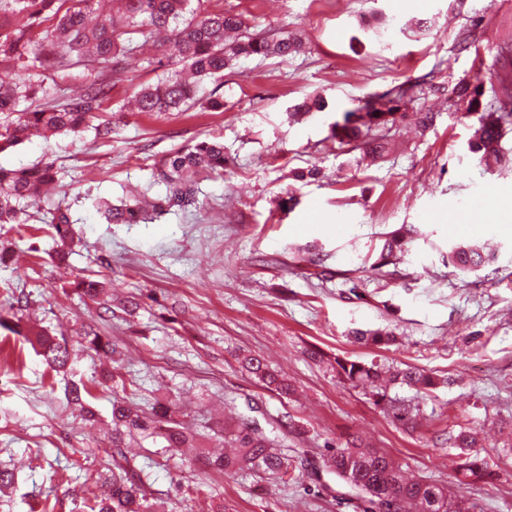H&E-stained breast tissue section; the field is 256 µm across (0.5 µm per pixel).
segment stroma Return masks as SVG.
Here are the masks:
<instances>
[{"mask_svg":"<svg viewBox=\"0 0 512 512\" xmlns=\"http://www.w3.org/2000/svg\"><path fill=\"white\" fill-rule=\"evenodd\" d=\"M258 33L300 37L299 53L242 58L205 80L187 112H132L140 88L174 62L160 51L133 55L112 75L104 116L112 139L92 126L32 138L0 154V165L55 162L62 175L45 208L68 206L72 254L54 260L52 231L35 214L0 235V316H21L53 334L94 325L114 349L111 389L94 386L98 359L76 351L67 372L49 368L21 336L0 328V468L15 483L0 490V512H91L112 478L105 433L113 401L150 410L171 398L202 451L217 446L224 418L253 407L266 432L301 448L309 463L285 482L259 473L233 479L198 460L136 437L132 466L157 512H362L361 500L322 466L327 444L358 435L430 483L455 480L457 451L443 434L476 431L480 457L501 480L459 488L470 512H512V130L505 160L487 166L469 152L470 82L481 104L500 94L497 46L512 45V0H208ZM220 96L224 109L204 105ZM400 98L397 114L365 127L382 152L332 134L344 112ZM220 136L223 176L201 179L196 209L147 224H109L99 197L135 201L164 194L156 168L172 152ZM466 224L453 235L448 210ZM404 233L394 273L377 271L384 240ZM493 243L494 257L467 274L448 263L456 240ZM322 258L310 263L311 253ZM103 276L92 299L72 284ZM28 305L10 309L13 296ZM136 310H129V302ZM389 328L388 347L353 342V330ZM326 360L309 358V350ZM261 356L294 392L267 390L242 369ZM426 369L445 383L423 394L389 390L411 422L385 414L371 395L340 383L328 361ZM90 385L88 421L68 406L67 380ZM304 436H292L293 426Z\"/></svg>","mask_w":512,"mask_h":512,"instance_id":"1","label":"stroma"}]
</instances>
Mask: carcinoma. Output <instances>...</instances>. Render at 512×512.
<instances>
[{"label":"carcinoma","mask_w":512,"mask_h":512,"mask_svg":"<svg viewBox=\"0 0 512 512\" xmlns=\"http://www.w3.org/2000/svg\"><path fill=\"white\" fill-rule=\"evenodd\" d=\"M96 0H0V67L16 71L14 82L0 84V153L24 143L31 131H42L43 137L78 133L86 121L112 95L109 72L112 64L135 55L156 32L167 33L161 44L181 69L164 77L154 86L141 88L136 96L140 112H185L198 102V82L223 76L234 61L253 55L277 56L282 59L297 51L300 43L289 35L268 39L244 35L234 41L227 33L243 27L241 19L222 10L201 8L206 0H115L119 7L104 17L92 18ZM51 25L37 42L32 31L45 22ZM80 70L84 79L83 93L67 104L50 97L49 81L53 76L73 75ZM43 102L36 103L37 96ZM476 118L470 149L481 156H499L503 127L512 124V110L490 107L488 112H469ZM224 143L214 137L187 149L172 152L157 169L156 183L165 186L163 197L155 200L152 210L161 215L174 207L184 209L196 203L192 177L224 173ZM59 172L53 164L8 169L0 167V230L7 224H21V216L29 209L41 212L44 188L59 183ZM95 208L111 224H140L146 212L136 204L115 205L99 200ZM47 223L59 250L58 260L66 259V248L72 240V221L67 210L57 205ZM404 240L393 234L384 240L379 266L394 265L403 252ZM490 261V251L482 242L461 241L448 246V263L468 273ZM80 294L97 298L105 293L107 280L82 278L76 282ZM0 327L26 336L45 363L55 371L69 368L74 349L64 338L51 332L25 330L0 320ZM356 339L366 345L381 347L396 341L388 329L355 332ZM79 343L88 351L106 357L113 353L112 344L94 330L83 333ZM243 367L266 388L288 394L291 385L270 370L258 355L242 358ZM332 369L343 383L370 389L375 405L387 404V386L402 384L419 391H429L441 380L412 366L385 367L378 363H361L342 357L334 359ZM90 390L82 383H72L66 390L68 403L76 405L92 420L86 407ZM177 406L169 401L152 413L112 403V437L107 453L120 475L112 476L107 493L91 506V512H154L147 490L132 477L125 437L135 432L147 433L165 443L167 448H184L192 441L175 415ZM460 450L455 471L470 482L496 479L478 459L476 433L462 431L448 438ZM278 440L254 422L236 416L224 425V447L228 451L206 455L204 464L226 475H242L261 470L273 480H281L305 466V453L288 456L277 450ZM325 467L336 478L361 496L366 505L392 496L398 512H461V500L449 487L410 479L387 454L356 438L334 448L324 459Z\"/></svg>","instance_id":"obj_1"}]
</instances>
